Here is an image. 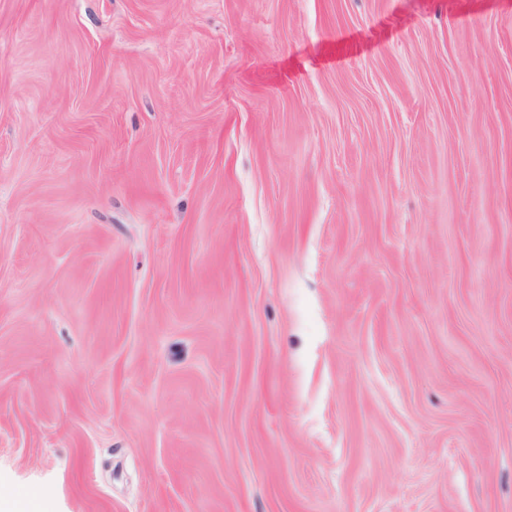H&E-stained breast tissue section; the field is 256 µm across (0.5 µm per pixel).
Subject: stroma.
Instances as JSON below:
<instances>
[{"label":"stroma","mask_w":512,"mask_h":512,"mask_svg":"<svg viewBox=\"0 0 512 512\" xmlns=\"http://www.w3.org/2000/svg\"><path fill=\"white\" fill-rule=\"evenodd\" d=\"M0 492L512 512V0H0Z\"/></svg>","instance_id":"35a3bbf8"}]
</instances>
